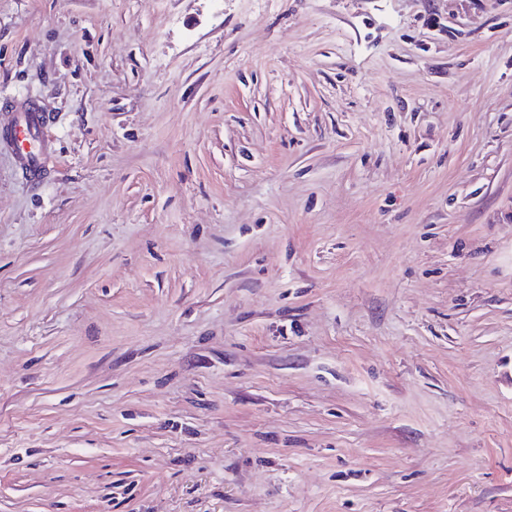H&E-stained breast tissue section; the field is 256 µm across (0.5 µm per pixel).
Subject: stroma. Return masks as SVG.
Returning <instances> with one entry per match:
<instances>
[{"label": "stroma", "mask_w": 512, "mask_h": 512, "mask_svg": "<svg viewBox=\"0 0 512 512\" xmlns=\"http://www.w3.org/2000/svg\"><path fill=\"white\" fill-rule=\"evenodd\" d=\"M0 512H512V0H0ZM22 113L15 118L12 125L10 146L20 166L27 171L30 178L36 179V175L41 172V152L36 154L33 135L40 134L47 117L41 112Z\"/></svg>", "instance_id": "obj_1"}]
</instances>
